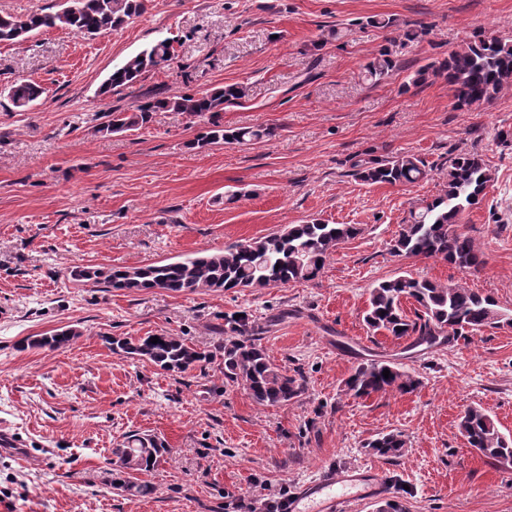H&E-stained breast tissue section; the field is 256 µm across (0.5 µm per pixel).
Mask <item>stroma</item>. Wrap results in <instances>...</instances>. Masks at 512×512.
<instances>
[{
  "label": "stroma",
  "mask_w": 512,
  "mask_h": 512,
  "mask_svg": "<svg viewBox=\"0 0 512 512\" xmlns=\"http://www.w3.org/2000/svg\"><path fill=\"white\" fill-rule=\"evenodd\" d=\"M371 17L427 33L403 46ZM333 25L341 39L313 50ZM480 33L512 40V0H145L96 38L58 28L0 44V430L13 439L0 446V512H250L329 464L381 471L404 512H512V465L490 462L458 430L478 407L512 439V326L411 349L363 320L371 286L407 274L464 283L512 310V147L495 140L512 129V87L460 110L444 79L412 82ZM163 38L170 68L101 94L114 67ZM384 49L395 67L374 85L365 66ZM20 80L44 90L25 112L8 98ZM235 83L247 96L225 108V126H272L275 137L193 149L205 124L178 112L95 131L105 113L155 91ZM462 151L481 154L494 177L459 219L483 269L392 254L411 204L441 192ZM402 153L418 155L428 177L394 186L350 174L354 157ZM313 219L359 232L308 282L178 295L69 276L75 265L141 267ZM243 310L267 323L261 343L274 362L305 376L287 405H256L217 366L165 372L105 342L172 333L211 349L225 317ZM67 327L78 336L63 348L20 347ZM369 359L401 363L419 388L346 395L344 379ZM388 432L404 435L405 456L366 451ZM131 433L171 450L144 498L114 486L112 449Z\"/></svg>",
  "instance_id": "1"
}]
</instances>
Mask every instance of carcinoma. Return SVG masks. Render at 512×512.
I'll return each instance as SVG.
<instances>
[{"mask_svg":"<svg viewBox=\"0 0 512 512\" xmlns=\"http://www.w3.org/2000/svg\"><path fill=\"white\" fill-rule=\"evenodd\" d=\"M144 0H68L59 10L44 8L24 15L0 14V43L24 42L35 31L65 28L94 38L116 30L139 15ZM366 25L393 29L410 42L419 37L418 29L393 18L371 17ZM175 59L173 40L160 39L113 68L100 89L101 94L133 87L146 74L169 67ZM395 67L391 52L380 53L366 68V79L379 83ZM442 77L452 88L456 105L481 106L492 102L505 88L512 87V41L495 35H480L442 61L419 70L412 84L428 77ZM43 94L30 81L17 82L8 97L19 112L27 111ZM246 88L229 84L198 93L145 96L130 112H109L107 121L95 132L112 134L147 127L156 112H181L191 120L207 121V130L194 145H247L275 136V128H226L219 114L226 106L241 103ZM428 175L424 161L414 154L390 158H358L352 163V176L367 184H413ZM491 174L482 156L461 152L448 160V172L442 193L424 200L409 210L392 245L397 256L439 258L470 272L485 264L483 252L474 240L459 231L458 220L467 208L479 203ZM351 224H325L313 221L291 224L282 231L253 240L205 250L180 260L157 262L142 267L75 266L71 278L88 288L127 290L159 289L174 294H197L204 291H229L245 288H274L315 279L327 257L343 241L354 237ZM417 304L415 317H408L402 301ZM364 321L369 328L384 331L396 339H406L409 347H432L439 338L461 336L486 327L512 325V310L502 309L490 295H482L459 283H440L429 279L399 276L373 286L369 292ZM259 326L249 314L224 318V343L212 350L190 344L181 336L113 338L112 353L147 361L166 372L185 373L216 361L224 364V380L242 387L251 400L264 407L286 405L306 389L303 374L279 368L261 345ZM79 332L62 329L38 336L21 348H48L68 345ZM389 370V377L383 376ZM419 378L388 360L371 359L358 364L343 381L345 393L356 398L373 394L414 392ZM459 430L469 447L497 463H512V441L504 438L493 420L480 408L468 407L459 421ZM364 447L375 455L401 458L407 441L397 432L380 434ZM162 440L130 434L112 448V466L126 474L115 482L131 498L146 497L152 486L139 476L155 469L169 455Z\"/></svg>","mask_w":512,"mask_h":512,"instance_id":"cac0c4a2","label":"carcinoma"}]
</instances>
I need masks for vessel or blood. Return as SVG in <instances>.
Instances as JSON below:
<instances>
[{
  "label": "vessel or blood",
  "mask_w": 512,
  "mask_h": 512,
  "mask_svg": "<svg viewBox=\"0 0 512 512\" xmlns=\"http://www.w3.org/2000/svg\"><path fill=\"white\" fill-rule=\"evenodd\" d=\"M389 485L368 468L318 470L297 490L283 498L279 512H348L351 503L388 494Z\"/></svg>",
  "instance_id": "vessel-or-blood-1"
}]
</instances>
